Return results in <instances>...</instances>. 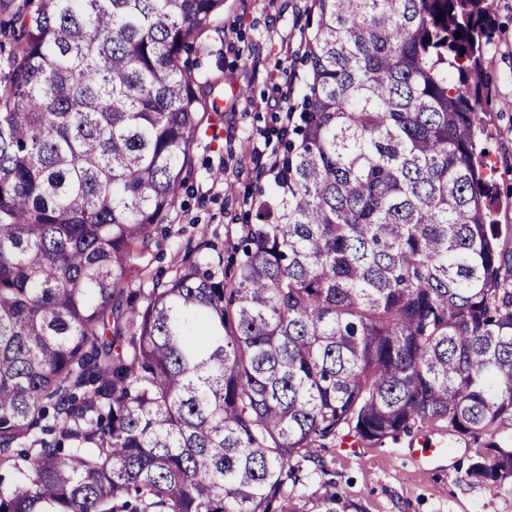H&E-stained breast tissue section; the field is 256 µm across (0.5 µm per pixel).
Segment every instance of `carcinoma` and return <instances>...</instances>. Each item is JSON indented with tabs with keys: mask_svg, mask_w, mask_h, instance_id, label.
I'll return each instance as SVG.
<instances>
[{
	"mask_svg": "<svg viewBox=\"0 0 512 512\" xmlns=\"http://www.w3.org/2000/svg\"><path fill=\"white\" fill-rule=\"evenodd\" d=\"M228 273L146 287L224 0H37L0 90V512H281L297 463L417 424L512 482V253L476 154L488 0H313ZM461 32L456 37L455 32ZM140 288H130L133 283ZM142 300L137 307L133 300Z\"/></svg>",
	"mask_w": 512,
	"mask_h": 512,
	"instance_id": "cac0c4a2",
	"label": "carcinoma"
}]
</instances>
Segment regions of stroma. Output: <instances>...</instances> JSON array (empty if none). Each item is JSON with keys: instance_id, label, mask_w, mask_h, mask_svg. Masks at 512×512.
Here are the masks:
<instances>
[{"instance_id": "1", "label": "stroma", "mask_w": 512, "mask_h": 512, "mask_svg": "<svg viewBox=\"0 0 512 512\" xmlns=\"http://www.w3.org/2000/svg\"><path fill=\"white\" fill-rule=\"evenodd\" d=\"M24 0H0V88L9 82V57L17 46L16 14ZM316 16L312 0H224L219 37L196 49L190 60L209 99L221 109L197 133L192 166L150 256L151 276L168 280L208 240L221 256L237 241L258 187L272 172L250 173L254 152L278 162L289 133V112L304 87L305 36ZM492 41L482 78L487 95L481 146L502 241L512 250V0H492ZM448 443L445 457L417 456V449ZM466 440L447 428L425 426L380 447L343 448L332 441L299 464V482L289 487L284 512H512V485L490 490L471 479Z\"/></svg>"}]
</instances>
